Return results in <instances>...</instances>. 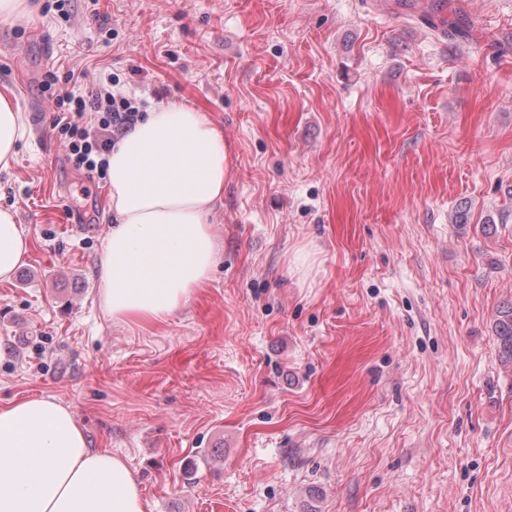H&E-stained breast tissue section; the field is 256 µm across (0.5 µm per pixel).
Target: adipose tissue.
Segmentation results:
<instances>
[{
  "instance_id": "ef3b65f1",
  "label": "adipose tissue",
  "mask_w": 512,
  "mask_h": 512,
  "mask_svg": "<svg viewBox=\"0 0 512 512\" xmlns=\"http://www.w3.org/2000/svg\"><path fill=\"white\" fill-rule=\"evenodd\" d=\"M26 134L16 93L0 90V171ZM230 151L186 104L150 108L106 162L114 220L99 260L100 298L118 321L159 322L209 281L217 241L209 217ZM30 248L13 208L0 207V280ZM120 455L89 448L71 408L29 397L0 406V512H147Z\"/></svg>"
}]
</instances>
